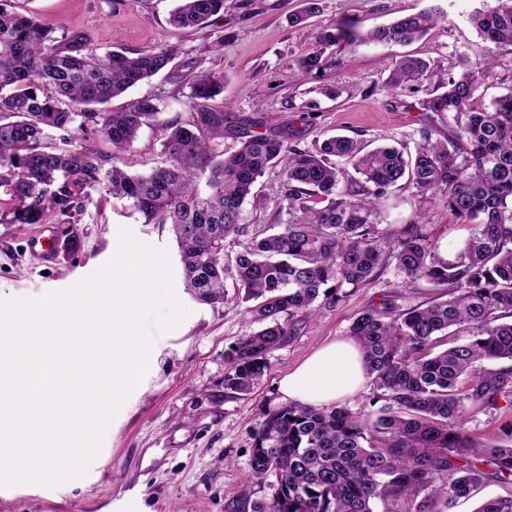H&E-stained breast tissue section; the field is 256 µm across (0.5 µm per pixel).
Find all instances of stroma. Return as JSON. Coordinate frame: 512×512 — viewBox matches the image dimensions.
<instances>
[{
  "mask_svg": "<svg viewBox=\"0 0 512 512\" xmlns=\"http://www.w3.org/2000/svg\"><path fill=\"white\" fill-rule=\"evenodd\" d=\"M487 0H319L318 16L295 25L288 16L303 0H224V10L207 27L176 29L168 18L176 0H16L18 11L48 22L56 37L75 33L87 51L101 54L113 43L131 50L165 43L177 55L170 69L113 99V107L154 98L162 119L189 123L194 113L177 100L189 94L202 71L223 74L224 91L211 101L224 115V149L239 144L240 126L255 123L258 132L301 129L305 144L343 134L370 146L398 140L414 144L423 125L437 137L448 134V121L423 111L424 89L461 54L479 55L484 43L471 22ZM439 8L444 23L407 45H378L345 40L320 49L318 33L339 23L358 35L399 17ZM323 50L325 67L307 73L301 59ZM429 60L432 76L420 92H392L383 83L386 70L401 56ZM163 136L143 128L124 158L129 170L143 172L160 164ZM282 190L280 168L258 179L255 199L244 207L250 229L276 223ZM379 245L389 249L408 225L451 258L469 234L457 223L441 196L416 194L400 185L380 200ZM59 257L46 261L29 248L43 232L40 224L0 223V299L38 297L65 289L89 275L114 254L119 228L177 257L165 224H145L126 202L92 191L85 206L52 223ZM178 297L191 314L176 330L157 335L150 370L110 423L102 449L84 478L56 487L15 485L0 488V512H253L269 500L278 480L242 488L250 472L252 436L268 410L283 406L280 378L317 348L348 337L355 317L368 308L396 307L435 300L440 289L424 281L408 283L394 266L369 284L347 288L341 302L317 309L268 356L269 370L246 395L224 389L228 347L249 329L241 290L226 286L224 301L207 305L195 299L175 275Z\"/></svg>",
  "mask_w": 512,
  "mask_h": 512,
  "instance_id": "35a3bbf8",
  "label": "stroma"
}]
</instances>
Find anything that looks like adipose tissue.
Instances as JSON below:
<instances>
[{"instance_id":"1","label":"adipose tissue","mask_w":512,"mask_h":512,"mask_svg":"<svg viewBox=\"0 0 512 512\" xmlns=\"http://www.w3.org/2000/svg\"><path fill=\"white\" fill-rule=\"evenodd\" d=\"M366 377L362 354L351 339L333 341L308 356L280 381V392L302 405L328 406L353 395Z\"/></svg>"}]
</instances>
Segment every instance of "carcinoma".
Masks as SVG:
<instances>
[{
	"instance_id": "carcinoma-1",
	"label": "carcinoma",
	"mask_w": 512,
	"mask_h": 512,
	"mask_svg": "<svg viewBox=\"0 0 512 512\" xmlns=\"http://www.w3.org/2000/svg\"><path fill=\"white\" fill-rule=\"evenodd\" d=\"M472 16L485 54L461 56L457 72L425 90L422 109L448 114V137L424 125L414 150L368 148L346 135L308 146L285 135L239 132L224 151V113L207 102L224 90V75L202 72L190 83L196 121H163L152 98L128 109L105 104L166 69L170 46L130 52L117 44L103 54L84 37L63 40L42 18L0 0V187L12 197L9 222L44 224L55 213L85 206L90 191L128 202L146 224H168L185 288L205 304L224 303L232 275L255 328L224 353V389L246 394L268 370L267 355L292 332L296 319L319 305L335 306L343 288L373 282L387 264L409 281L448 290L426 304L366 309L350 336L358 343L377 394L370 409L278 407L254 433L249 482L274 474L280 487L255 512H448L484 482L512 479V420L499 443L485 445L466 429L469 409L512 406V366L479 374L487 360L512 361V89L485 104L477 92L496 76L498 53L512 46V0ZM224 0H179L168 23L204 27ZM435 10L406 15L359 36L338 25L319 34L331 46L347 39L404 44L435 28ZM415 56L395 62L385 87L403 89L428 76ZM161 129L166 162L147 173L122 164L144 127ZM100 135L106 155L76 143L73 130ZM283 173L273 232L249 234L244 205L258 178ZM417 193L444 194L448 211L470 226L451 259L432 249L411 225L388 256L377 249V206L400 182ZM236 248L224 265L227 247ZM452 345L439 349L442 340ZM476 512H512V496L482 503Z\"/></svg>"
}]
</instances>
